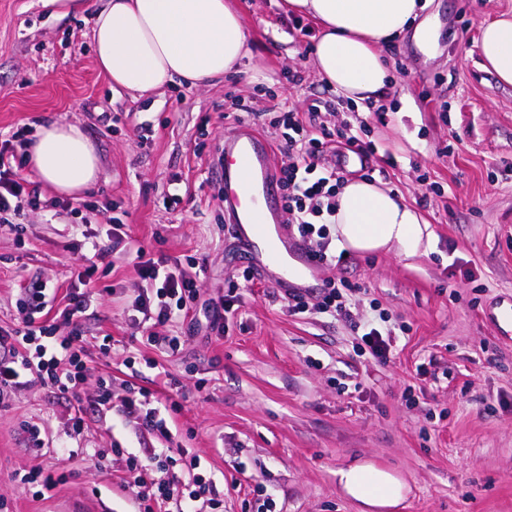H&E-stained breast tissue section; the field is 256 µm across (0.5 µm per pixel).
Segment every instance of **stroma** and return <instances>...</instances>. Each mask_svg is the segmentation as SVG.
Segmentation results:
<instances>
[{
    "mask_svg": "<svg viewBox=\"0 0 512 512\" xmlns=\"http://www.w3.org/2000/svg\"><path fill=\"white\" fill-rule=\"evenodd\" d=\"M232 3L251 37L243 74L141 94L113 89L99 71L87 17L0 0V140L73 122L100 158L96 184L75 199L23 168L40 203L17 216L22 235L0 233V326L22 324L31 283L74 287L82 235L105 236L114 221L123 231L87 285L101 300L84 324L95 375L82 393L83 426L73 427L68 401L39 388L0 403V512H56L72 499L130 512L125 455L152 442L93 404L98 377L123 391L128 359L175 402L174 443L213 476L224 512H358L336 477L357 459L408 484L396 512H512V343L483 318L486 304L512 294V86L498 85L478 46L482 24L512 13V0H432L421 18L436 26L438 45L423 52L409 30L388 46L393 81L379 112L338 101L319 79L306 54L317 27L285 0ZM313 96L337 102L332 124L353 113L369 127L368 165L344 179L403 196L435 236L432 251L411 259L351 251L318 266L320 280L356 288L350 323L293 316L275 301L252 244L226 229L217 193L215 149L237 123V103L300 111ZM173 194L179 203L167 205ZM141 249L180 260L198 282L196 310L232 294L223 335L186 320L161 326L184 339L174 355L135 338L127 309ZM381 318L396 331L383 361L353 328ZM105 333L114 340L106 363L97 358ZM33 425L46 429L43 448ZM116 443L125 455L113 454ZM35 468L59 484L41 492L25 483Z\"/></svg>",
    "mask_w": 512,
    "mask_h": 512,
    "instance_id": "stroma-1",
    "label": "stroma"
}]
</instances>
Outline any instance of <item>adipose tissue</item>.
<instances>
[{
  "label": "adipose tissue",
  "instance_id": "obj_1",
  "mask_svg": "<svg viewBox=\"0 0 512 512\" xmlns=\"http://www.w3.org/2000/svg\"><path fill=\"white\" fill-rule=\"evenodd\" d=\"M429 0H287L314 20L309 55L328 86L343 98L375 101L391 82L383 49L401 36ZM52 15H90L95 61L112 86L146 92L170 84L208 87L241 72L249 33L229 0H42ZM480 51L498 82L512 86V15L485 24ZM29 163L58 194L81 195L97 180L99 156L75 124L40 126ZM336 247L362 254L427 253L434 234L400 195L365 179L347 181L336 196L330 226ZM343 493L364 512H393L407 485L394 471L358 461L337 471Z\"/></svg>",
  "mask_w": 512,
  "mask_h": 512
}]
</instances>
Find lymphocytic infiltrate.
<instances>
[{
	"label": "lymphocytic infiltrate",
	"instance_id": "1",
	"mask_svg": "<svg viewBox=\"0 0 512 512\" xmlns=\"http://www.w3.org/2000/svg\"><path fill=\"white\" fill-rule=\"evenodd\" d=\"M328 105L321 98L309 99L305 111L281 113L279 120L285 132L279 144L280 152L289 157L288 165L278 168L276 179L280 184L283 208L288 222L311 257L320 264L330 263L332 243L328 231L330 217L336 212V193L342 177L330 156L334 141L358 146L372 152L368 142L369 129L364 122L344 121L337 130L327 126ZM16 151L11 141L0 142V226L11 233L22 234L23 225L11 222V215L19 214L23 206H36L38 197L30 191L19 166L14 160ZM102 246L93 253H82L77 272L78 287L70 289L62 311L70 324L68 335L59 336L53 325L38 321L55 299V289L37 282L23 292L22 304L29 314L23 325L0 327V398L8 393L39 387L48 392L80 400L91 369L85 355L83 325L96 297L82 291L95 272V258L102 255ZM137 273L144 281L127 318L142 334L144 345L165 353L178 352L182 341L177 336L159 335L157 329L169 321L188 318L199 292L193 279L177 273L167 258H149L139 261ZM282 301L289 312L298 315L317 308L320 313L350 319L348 296L332 283H325L316 305H309L306 296L285 291ZM98 407L118 410L144 433L159 441L158 447L144 449L142 454L130 456L121 482L136 512H221L223 495L214 478L196 474L184 478V465L166 449L172 443V432L162 411L163 404L151 390L132 383L123 393L116 394L107 379H100L95 398ZM163 470L167 480L153 482L147 475L152 470Z\"/></svg>",
	"mask_w": 512,
	"mask_h": 512
}]
</instances>
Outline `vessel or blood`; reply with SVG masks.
I'll return each instance as SVG.
<instances>
[{"label": "vessel or blood", "instance_id": "b4317fda", "mask_svg": "<svg viewBox=\"0 0 512 512\" xmlns=\"http://www.w3.org/2000/svg\"><path fill=\"white\" fill-rule=\"evenodd\" d=\"M269 146L246 123L238 125L224 141V156L219 167L224 210L236 228L250 226L254 235L271 239L272 248L264 259L279 288L292 287L293 275L314 265L306 250L286 240L278 228L279 190L269 167ZM489 328L499 336L512 335V298L496 303L486 316Z\"/></svg>", "mask_w": 512, "mask_h": 512}]
</instances>
